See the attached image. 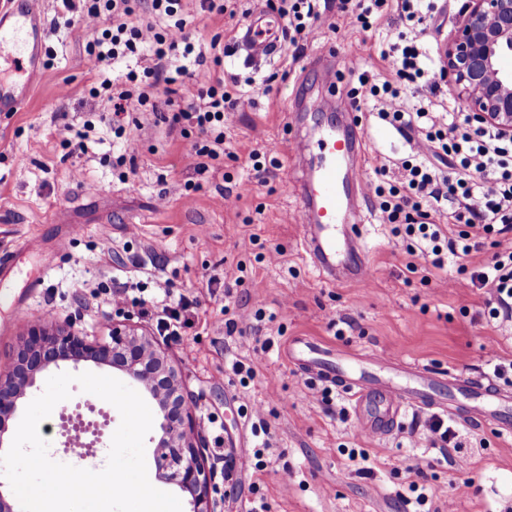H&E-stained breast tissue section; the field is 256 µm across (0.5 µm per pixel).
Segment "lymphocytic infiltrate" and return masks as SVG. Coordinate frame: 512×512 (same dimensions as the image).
<instances>
[{
  "instance_id": "f902f5d3",
  "label": "lymphocytic infiltrate",
  "mask_w": 512,
  "mask_h": 512,
  "mask_svg": "<svg viewBox=\"0 0 512 512\" xmlns=\"http://www.w3.org/2000/svg\"><path fill=\"white\" fill-rule=\"evenodd\" d=\"M317 0H279L285 18L286 45L315 37L320 13ZM66 19L79 32L93 33L91 56L99 69L133 59L123 87L102 81L100 88L114 115L131 107L161 112L170 130L193 127L203 136L186 160L194 170L224 153V140L244 100L251 78L221 70L224 48L220 39L208 46L196 44L187 32L184 0H59ZM400 23L388 30L380 49L384 75L380 82L360 75V85L379 102V120L412 138L409 159L401 163L404 187L385 186L386 165L374 167L368 187L380 199L384 223L393 234L411 241L415 264L445 271L457 269L452 288H474L486 297L488 315L496 324L512 323V138L491 124L461 112L456 104L437 105L431 99L404 107L407 88L425 82L437 91L436 61L411 33L423 26L434 9L433 0H400ZM448 156L453 170L445 174L430 163ZM447 214L451 225L437 223ZM491 259L467 267V259L485 248ZM190 305L172 288H156L151 306L156 327L164 336L179 335L189 323Z\"/></svg>"
}]
</instances>
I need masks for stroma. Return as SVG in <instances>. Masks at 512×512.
Here are the masks:
<instances>
[{"mask_svg":"<svg viewBox=\"0 0 512 512\" xmlns=\"http://www.w3.org/2000/svg\"><path fill=\"white\" fill-rule=\"evenodd\" d=\"M275 2L237 0L234 15L200 13L189 30L201 42L217 35L229 44L249 12ZM41 6L50 25L43 72L19 110L0 112V251L20 253L0 278V292L28 297L19 311L0 302V370L27 324L43 317L73 324L96 341L108 340L113 320L123 314L153 330L139 306L112 307L106 292L119 282L151 289L166 280L195 301L182 335L158 344L185 374L218 487L217 512H246L256 493L269 512H405L414 484L428 497L422 512H512V433L493 421L458 423L471 447L466 468L457 469L440 453L414 446L410 417L387 435L364 434L351 400L336 389L328 403L315 400L323 383L285 355L291 340L305 338L364 360L392 355L458 377L488 376L494 364L512 360V331L488 321L481 291L449 287L447 275L431 268L408 270L406 244L381 223L377 198L359 202L370 221L369 285L326 282L305 257L295 190L301 163L289 143L331 118L317 108L323 66L339 74L340 101L356 85L352 67L377 73L375 39L329 6L316 38L274 60L224 58L229 71L270 79L272 91L255 89L243 102L227 134L226 156L197 173L185 162L193 138L169 134L154 113H127L140 126L131 151L99 122L109 107L91 97V88L105 79L121 83L127 67L99 71L86 40L57 25L55 0ZM372 107L357 97L354 112L368 136L361 171L372 179L375 158H384L392 183L410 146L370 116ZM88 120L95 127L84 152L68 153L64 125L77 130ZM268 150L274 163L261 181L248 156ZM275 250L278 262L261 261ZM228 303L251 314L243 331H227ZM235 360L252 367L253 379L243 384L230 373ZM70 391L42 426L49 456L104 469L120 413L79 385ZM255 407L263 410L272 444V465L262 470L249 462L257 441ZM79 419L91 425L90 450L77 456L64 444ZM354 448L368 453L369 471L349 461Z\"/></svg>","mask_w":512,"mask_h":512,"instance_id":"stroma-1","label":"stroma"}]
</instances>
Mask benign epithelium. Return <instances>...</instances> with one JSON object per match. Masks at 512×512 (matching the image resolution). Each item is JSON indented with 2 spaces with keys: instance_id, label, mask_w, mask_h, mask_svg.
<instances>
[{
  "instance_id": "1",
  "label": "benign epithelium",
  "mask_w": 512,
  "mask_h": 512,
  "mask_svg": "<svg viewBox=\"0 0 512 512\" xmlns=\"http://www.w3.org/2000/svg\"><path fill=\"white\" fill-rule=\"evenodd\" d=\"M507 55H512V0H465L461 24L443 52V74L473 116L510 138L512 71L502 67ZM65 362L117 369L147 393L159 410V475L186 496L188 512H215L213 473L184 396V378L129 318L112 323L108 342L90 341L71 325L31 322L11 365L0 372V446L27 390L45 371Z\"/></svg>"
}]
</instances>
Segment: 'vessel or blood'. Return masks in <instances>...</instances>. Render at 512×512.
<instances>
[{
	"label": "vessel or blood",
	"instance_id": "b4317fda",
	"mask_svg": "<svg viewBox=\"0 0 512 512\" xmlns=\"http://www.w3.org/2000/svg\"><path fill=\"white\" fill-rule=\"evenodd\" d=\"M0 10V39L18 43L21 54L15 62L17 80H0V112H14L23 104L31 84L43 69L47 23L39 0H9ZM281 21L267 11L252 13L235 36V48L245 60H269L282 51ZM363 134H350L348 126L329 123L308 146L318 165L305 178L301 216L314 227L305 252L315 269L334 280L364 283L369 275L365 260L366 234L362 225L342 223L343 213L366 197L364 182L351 170L363 152ZM290 360L323 383L340 387L355 405L367 435L389 433L406 411L438 409L455 420L499 419L512 408V389L487 376L462 379L443 377L418 366L404 370L401 381L388 379L393 358L376 356L371 368L349 374L343 357L316 341H303L289 351ZM447 395H440V385Z\"/></svg>",
	"mask_w": 512,
	"mask_h": 512
}]
</instances>
